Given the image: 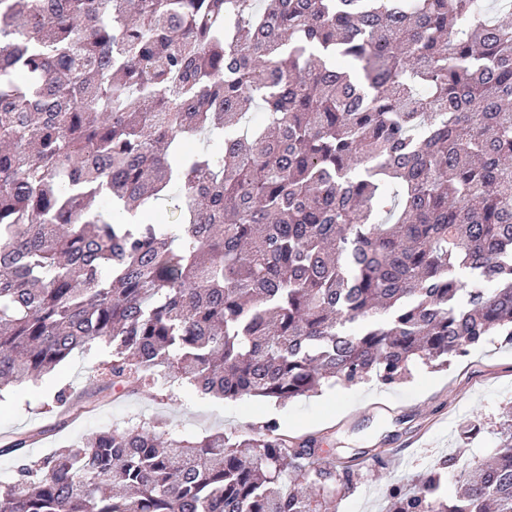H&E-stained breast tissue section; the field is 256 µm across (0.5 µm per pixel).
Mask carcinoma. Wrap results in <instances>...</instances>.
I'll use <instances>...</instances> for the list:
<instances>
[{"instance_id": "carcinoma-1", "label": "carcinoma", "mask_w": 512, "mask_h": 512, "mask_svg": "<svg viewBox=\"0 0 512 512\" xmlns=\"http://www.w3.org/2000/svg\"><path fill=\"white\" fill-rule=\"evenodd\" d=\"M512 342V0H0V388L103 343L226 401L399 383ZM492 459L387 512H512ZM270 421L129 422L0 512H338L355 473Z\"/></svg>"}]
</instances>
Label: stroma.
<instances>
[{
    "instance_id": "1",
    "label": "stroma",
    "mask_w": 512,
    "mask_h": 512,
    "mask_svg": "<svg viewBox=\"0 0 512 512\" xmlns=\"http://www.w3.org/2000/svg\"><path fill=\"white\" fill-rule=\"evenodd\" d=\"M102 350L74 352L34 383L0 392V479L12 475L16 460L2 446L22 434H35L26 449L30 458L127 422L160 418L180 433L202 436L235 430L246 434L273 420L288 439H316L328 460L354 464L359 474L339 512H383L387 480L401 478L436 456L456 453L461 463L486 460L496 447L499 409L512 401V345L488 337L448 368L417 366L400 384L372 379L353 386L323 387L315 396L278 405L261 399L228 402L174 386V399L122 388L102 389ZM67 389L82 412L71 417L66 407L46 411L59 389ZM479 431L467 436L470 419ZM383 454L384 466L372 457Z\"/></svg>"
}]
</instances>
